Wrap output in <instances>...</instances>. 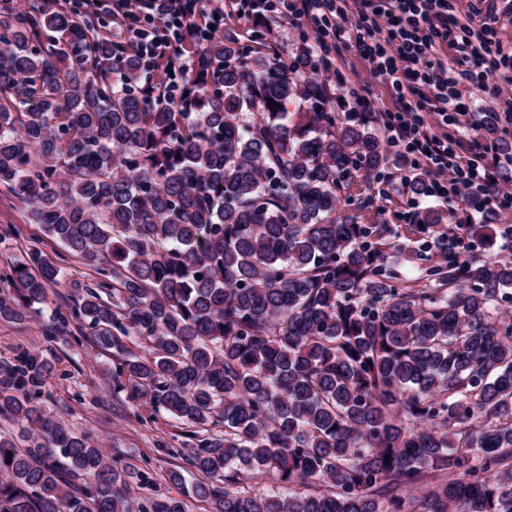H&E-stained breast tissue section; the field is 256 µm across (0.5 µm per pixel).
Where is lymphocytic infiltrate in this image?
<instances>
[{
    "label": "lymphocytic infiltrate",
    "instance_id": "obj_1",
    "mask_svg": "<svg viewBox=\"0 0 512 512\" xmlns=\"http://www.w3.org/2000/svg\"><path fill=\"white\" fill-rule=\"evenodd\" d=\"M112 15L114 39L133 44L137 53L176 60L193 68L195 58L180 52L179 36L168 25L186 24L197 0H91ZM239 11L262 19L300 21L314 34L324 62L356 49L373 76L392 89L393 110L380 113L386 143L425 172L426 194L438 201L457 196L481 205L512 208V187L496 186L491 146L469 137L476 125L460 90L497 101L501 121L512 124V98H501V70H512V44L497 36V17L480 24L462 21L458 0H236ZM452 59H443L441 49Z\"/></svg>",
    "mask_w": 512,
    "mask_h": 512
}]
</instances>
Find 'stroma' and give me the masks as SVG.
Here are the masks:
<instances>
[{
  "instance_id": "stroma-1",
  "label": "stroma",
  "mask_w": 512,
  "mask_h": 512,
  "mask_svg": "<svg viewBox=\"0 0 512 512\" xmlns=\"http://www.w3.org/2000/svg\"><path fill=\"white\" fill-rule=\"evenodd\" d=\"M333 81L341 102L336 106L340 118H347L354 108L348 96L349 87L360 88L373 111L392 108L390 90L370 75L365 62L355 49L344 51L333 61ZM409 168L402 161L390 160L378 176L355 173L357 193L371 200L388 224L391 240L403 242L418 253L417 260L405 262L401 270L414 279L422 265L435 263L439 236L409 219L412 204L420 208L432 206L427 197H413L404 183ZM39 247L52 258L63 256L54 242L46 239L39 227L27 223L20 203L0 193V289L8 288L4 274L9 264L32 247ZM45 318L30 317L17 322L0 321V360L13 359L20 351H36L44 346ZM54 367L39 399L53 409L61 422L92 432L103 446L126 455L128 462L146 471L154 491L177 498L186 489L170 483L167 473L178 459L175 455L183 441L179 424L166 413L136 408L112 393V354L86 338H67L58 342L53 356Z\"/></svg>"
}]
</instances>
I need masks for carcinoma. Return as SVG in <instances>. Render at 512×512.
Returning <instances> with one entry per match:
<instances>
[{
    "label": "carcinoma",
    "mask_w": 512,
    "mask_h": 512,
    "mask_svg": "<svg viewBox=\"0 0 512 512\" xmlns=\"http://www.w3.org/2000/svg\"><path fill=\"white\" fill-rule=\"evenodd\" d=\"M205 16L162 98L84 0L0 6V187L90 271L29 249L0 321L67 289L47 350L75 331L112 350V393L184 426L168 479L194 476L207 512H512V260L471 250L497 212L404 285L378 213L339 207L353 169L383 166L377 132L336 117L312 47L245 48ZM481 134L512 153L494 114ZM51 371L0 364V419L21 425L0 431V512H186L32 404Z\"/></svg>",
    "instance_id": "1"
}]
</instances>
